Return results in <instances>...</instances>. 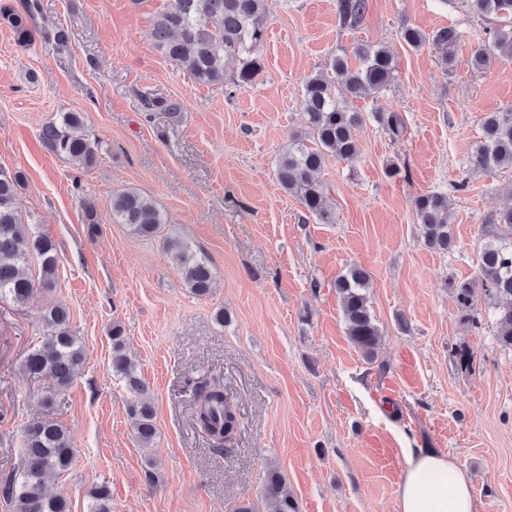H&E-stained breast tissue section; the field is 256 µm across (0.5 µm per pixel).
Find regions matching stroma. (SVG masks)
<instances>
[{"mask_svg": "<svg viewBox=\"0 0 512 512\" xmlns=\"http://www.w3.org/2000/svg\"><path fill=\"white\" fill-rule=\"evenodd\" d=\"M29 44L0 23V168L23 171L20 214L58 245L53 288L0 303V483L17 469L25 427L50 417L69 431L71 469L49 477L71 512L108 482L112 512H266L269 472L280 473L298 512H396L412 448L448 455L471 476L480 512H512V350L488 318L466 319L450 289L475 277L480 228L512 194V169L477 170L472 154L486 113L512 109V62L473 66L497 26L465 0H367L360 25L343 26L336 0H267L263 71L250 87L203 85L155 48L152 23L168 0H37ZM64 26L67 44L53 39ZM453 25L460 39L441 65L432 44L400 37ZM385 46L394 78L354 100L360 153L329 158L321 173L335 216L309 215L275 178L288 138L305 133L303 83L355 44ZM183 100L178 118L145 111L140 94ZM84 117L101 151L81 168L47 151L43 124ZM398 113L394 137L377 113ZM396 166L403 176L386 171ZM151 196L168 222L141 238L113 223L110 196ZM448 194L457 241L427 248L414 202ZM101 232L89 237L83 203ZM179 234L215 273L197 296L163 251ZM353 265L382 333L366 359L345 333L334 287ZM67 304L87 363L65 387L24 369L43 334L42 310ZM228 319L218 323L217 310ZM148 387L157 434L134 437L133 397L112 371L110 329ZM469 352L470 367L458 363ZM223 381L238 429L218 453L194 420L192 382ZM154 470L147 480L146 470Z\"/></svg>", "mask_w": 512, "mask_h": 512, "instance_id": "stroma-1", "label": "stroma"}]
</instances>
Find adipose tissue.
<instances>
[{
  "label": "adipose tissue",
  "mask_w": 512,
  "mask_h": 512,
  "mask_svg": "<svg viewBox=\"0 0 512 512\" xmlns=\"http://www.w3.org/2000/svg\"><path fill=\"white\" fill-rule=\"evenodd\" d=\"M397 512H478L473 483L445 454L409 449L400 482Z\"/></svg>",
  "instance_id": "adipose-tissue-1"
}]
</instances>
